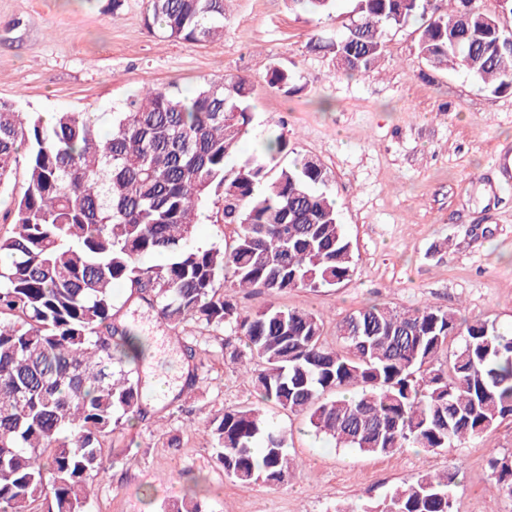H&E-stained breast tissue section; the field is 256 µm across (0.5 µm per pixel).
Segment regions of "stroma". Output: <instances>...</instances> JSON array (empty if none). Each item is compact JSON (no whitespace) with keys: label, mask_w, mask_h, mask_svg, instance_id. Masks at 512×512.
Here are the masks:
<instances>
[{"label":"stroma","mask_w":512,"mask_h":512,"mask_svg":"<svg viewBox=\"0 0 512 512\" xmlns=\"http://www.w3.org/2000/svg\"><path fill=\"white\" fill-rule=\"evenodd\" d=\"M148 0H0V101L22 111L117 112L147 85L191 93L227 75L262 79L287 69L290 92L258 88L254 129L229 165L284 134L290 159L330 172L329 192L353 244L354 273L335 288L296 289L277 302L323 314L337 346V320L371 304L425 305L494 323L512 336V185L499 153L512 147V92L494 94L467 72L436 71L417 56L418 21L389 29L378 69L348 75L311 52L348 24L353 0L328 15L289 10L286 0H228L223 40L193 44L150 32ZM124 301L123 320L146 347L139 379L146 418L117 427L113 456L94 479L88 512H163L186 497L207 512H362L423 469L455 468V512H512L488 469L491 452L512 454V420L460 445L392 457L366 456L316 436L304 417L270 406L300 468L277 487L242 486L216 464L206 426L253 399L226 359L230 329L172 328L155 309ZM197 345L187 358L186 342ZM194 390H183L187 375ZM174 386L158 396L154 381Z\"/></svg>","instance_id":"obj_1"}]
</instances>
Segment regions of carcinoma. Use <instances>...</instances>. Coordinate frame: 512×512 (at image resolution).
<instances>
[{"label":"carcinoma","mask_w":512,"mask_h":512,"mask_svg":"<svg viewBox=\"0 0 512 512\" xmlns=\"http://www.w3.org/2000/svg\"><path fill=\"white\" fill-rule=\"evenodd\" d=\"M149 29L194 44L224 36L226 0H148ZM345 32L310 47L346 73L380 62L385 32L422 20L417 55L464 70L493 93L512 90V29L471 0H354ZM313 15L335 0H288ZM269 68L265 84L290 90ZM249 76L206 81L192 93L151 87L119 112L22 113L0 101V182L24 170L11 235L0 237V512H88L104 472L103 439L148 411L137 375L141 347L119 318L112 287L173 328H230L246 351L257 402L224 409L209 431L224 474L275 486L297 469L287 436L261 405L305 417L336 446L367 456L448 448L512 418V336L487 321L425 306L371 305L336 321L282 308L280 294L352 277V244L330 175L290 152L282 134L227 167L254 121ZM236 225L232 242L196 246L204 220ZM165 261L145 265L144 259ZM266 300L243 313L224 282ZM461 338L448 352V339ZM448 363L441 364L444 354ZM498 492L512 499V455L491 453ZM457 471L426 470L376 510L454 512Z\"/></svg>","instance_id":"1"}]
</instances>
